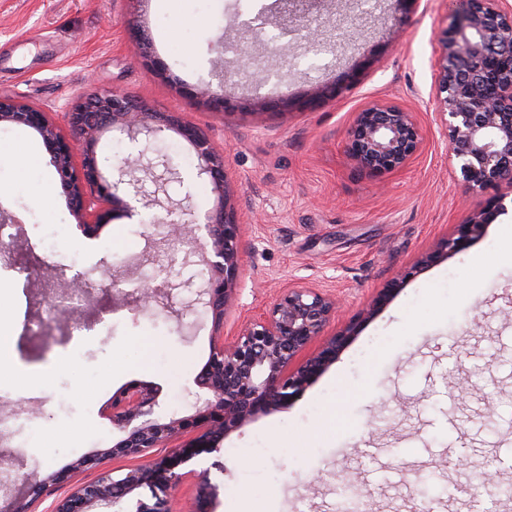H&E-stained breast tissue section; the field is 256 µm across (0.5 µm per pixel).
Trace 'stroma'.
<instances>
[{
    "label": "stroma",
    "mask_w": 512,
    "mask_h": 512,
    "mask_svg": "<svg viewBox=\"0 0 512 512\" xmlns=\"http://www.w3.org/2000/svg\"><path fill=\"white\" fill-rule=\"evenodd\" d=\"M352 2L316 0L322 36L340 44L322 58L280 28L245 34L281 16L289 0H177L172 8L163 0H0V98L43 109L66 132L63 109L73 98L122 90L194 125L224 157L229 203L243 226V274L225 335L293 284L342 299L335 332L488 200L465 194L435 105L437 39L451 0H418L406 14L378 0L362 28ZM135 28L165 75L145 65ZM242 54L252 65L224 84L241 111L182 95L181 86L218 83L217 63ZM358 63V82L336 99L282 115L248 110L315 90ZM376 103L414 112L423 143L403 169L372 178L348 156L346 137L356 113ZM16 144L37 158L24 166L0 158V217L14 219V248L0 256V333L13 338L0 367V415L12 414L22 391L34 393L39 410L16 421L8 445L23 449L28 472L69 474V485L33 504L51 512L69 486L122 468L104 454L121 436L113 393L146 383L160 414H193L212 325L186 306L204 268L185 242L152 227L161 207L137 204L135 216L116 215L86 235L38 133L0 124V145ZM96 152L108 167L142 153L167 156L182 179L166 185V197L201 212L215 203L208 179L196 175L193 147L175 132L151 143L107 132ZM151 251L175 255L169 273L148 261ZM60 267L67 291H98L96 307L78 311L91 327L78 341L32 330L57 294ZM164 279L170 287L158 306L127 302L126 292ZM511 302L512 209L495 215L480 240L407 280L301 397L230 434L217 459H203L225 485L207 512H336L346 474L371 491L369 512H412V494L431 471L447 492L432 512H471L458 500L449 458L491 460L512 481V320L500 314ZM92 455L96 468L74 470ZM216 460L223 470L212 469Z\"/></svg>",
    "instance_id": "1"
}]
</instances>
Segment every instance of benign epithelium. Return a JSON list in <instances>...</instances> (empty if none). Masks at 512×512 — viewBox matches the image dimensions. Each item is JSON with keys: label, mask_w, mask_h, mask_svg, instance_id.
I'll return each instance as SVG.
<instances>
[{"label": "benign epithelium", "mask_w": 512, "mask_h": 512, "mask_svg": "<svg viewBox=\"0 0 512 512\" xmlns=\"http://www.w3.org/2000/svg\"><path fill=\"white\" fill-rule=\"evenodd\" d=\"M448 28L439 39L435 78L436 98L444 117L448 149L457 160L469 194L491 186L504 191L487 208L466 212L461 223L436 248L422 255L407 271L394 277L354 315L345 327L329 336L325 331L336 319V298L307 285L285 289L273 305L248 320L234 337L224 339V316L233 306L243 264L239 250L241 224L226 203L224 158L196 127L173 115L152 112L131 95L117 90L78 97L66 115L75 138L84 145L81 167L74 164L73 140L61 134L42 109L0 99V123L21 124L42 138L60 176L75 215L94 214L95 230L107 223L110 212L94 210L105 202L126 215L131 206L121 196V185L140 159H125L116 167L117 177L103 175L95 151L103 133L118 131L134 139H155L172 130L193 147L198 175L206 176L216 204L201 215L184 220L169 208L162 219L169 234L186 237L199 245L208 278L193 304L211 313L215 336L209 357L195 378L204 391L202 405L188 417L154 416L157 392L148 384L131 383L112 395V422L123 436L105 455L129 461L125 472L104 471L86 484L76 486L59 499L55 512H170L169 503L187 479L195 481V501L218 499L221 485L207 469L198 470V457L217 451L230 433L248 426L258 415L280 409L300 397L337 359L353 340L359 327L371 319L404 284L407 278L428 267L440 256L458 253L470 240L482 236L491 218L512 204V71L496 70L491 61L512 60V4L509 0H454ZM297 30L309 48L322 50L319 29L303 16ZM354 73L316 88L309 97L280 95L262 100L260 106L281 113L334 100L353 82ZM192 97L217 109L233 101L224 96V83L189 90ZM423 134L415 114L399 105H372L356 113L347 132V153L359 171L371 177L405 167L419 152ZM69 313L53 305L47 310L46 328L61 331ZM321 345L307 355L314 342ZM21 454L13 449L0 454V466L8 465L15 480L30 483L18 467ZM57 473L33 487L34 498L19 500L16 512H31L35 497L59 483Z\"/></svg>", "instance_id": "1"}]
</instances>
